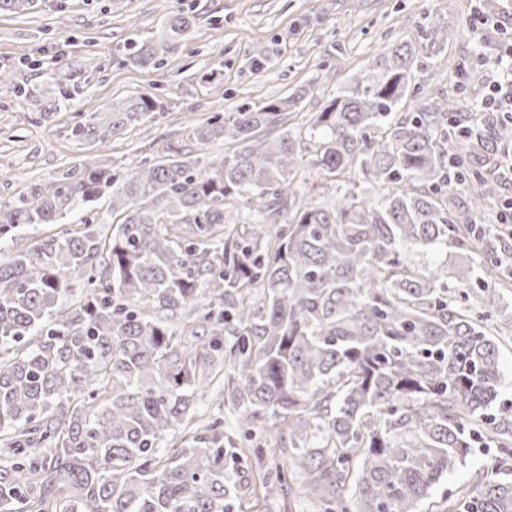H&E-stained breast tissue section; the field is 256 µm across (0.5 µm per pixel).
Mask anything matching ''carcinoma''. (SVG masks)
Segmentation results:
<instances>
[{"label": "carcinoma", "mask_w": 512, "mask_h": 512, "mask_svg": "<svg viewBox=\"0 0 512 512\" xmlns=\"http://www.w3.org/2000/svg\"><path fill=\"white\" fill-rule=\"evenodd\" d=\"M195 20L166 16L128 60L155 64ZM415 52L396 46L300 126L287 110L304 89L213 112L123 175L85 155L0 200L2 240L112 193L84 229L0 256V512H267L292 480L316 512H420L476 453L478 484L437 512H512V420L494 412L507 335L492 323L512 269L498 230L476 228L512 119L481 127L446 97L409 106ZM155 109L149 95L116 101L111 121L72 135L103 146ZM218 140L231 156L206 154ZM304 171L334 192L294 184ZM450 247L473 254L451 284L448 266L413 258ZM218 375L236 426L198 429L195 395ZM268 417L288 468L258 491L242 448ZM175 429L187 436L167 452Z\"/></svg>", "instance_id": "1"}]
</instances>
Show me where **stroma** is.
I'll return each mask as SVG.
<instances>
[{
	"label": "stroma",
	"instance_id": "1",
	"mask_svg": "<svg viewBox=\"0 0 512 512\" xmlns=\"http://www.w3.org/2000/svg\"><path fill=\"white\" fill-rule=\"evenodd\" d=\"M194 9L187 37L155 68L127 62L132 43L156 38L177 8ZM476 0H37L35 9L0 13V198L49 185L90 151L75 124L110 121V103L151 94L159 108L105 149L125 169L185 136L216 110L236 112L306 89L298 109L318 111L336 93L376 72L399 42L418 47L413 71L429 65L421 36L437 18L448 74L446 93L463 110L485 93L476 71Z\"/></svg>",
	"mask_w": 512,
	"mask_h": 512
}]
</instances>
